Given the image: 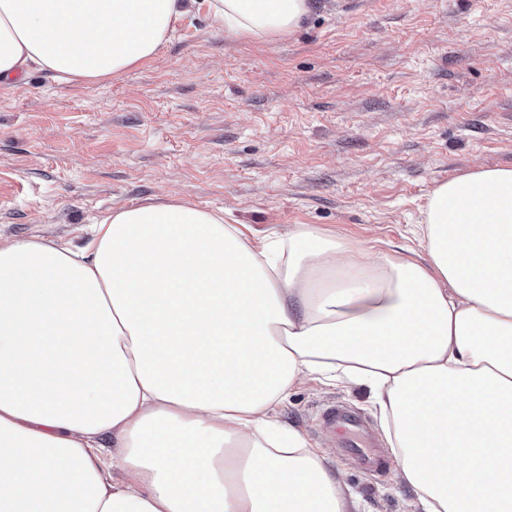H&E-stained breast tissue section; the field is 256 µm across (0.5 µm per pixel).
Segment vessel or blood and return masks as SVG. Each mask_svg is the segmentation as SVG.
Segmentation results:
<instances>
[{
    "label": "vessel or blood",
    "mask_w": 512,
    "mask_h": 512,
    "mask_svg": "<svg viewBox=\"0 0 512 512\" xmlns=\"http://www.w3.org/2000/svg\"><path fill=\"white\" fill-rule=\"evenodd\" d=\"M322 417L342 452L359 456L370 472L384 469L385 461L376 449L374 432L361 414L338 402L328 406Z\"/></svg>",
    "instance_id": "1"
}]
</instances>
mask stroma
Segmentation results:
<instances>
[{"mask_svg": "<svg viewBox=\"0 0 512 512\" xmlns=\"http://www.w3.org/2000/svg\"><path fill=\"white\" fill-rule=\"evenodd\" d=\"M512 166V0H312L302 28L236 38L185 18L152 59L97 82L43 70L0 87V242L83 247L113 208L178 197L253 236L310 224L345 244L423 260L430 191ZM360 387L311 382L280 410L325 442ZM362 512L412 491L335 457Z\"/></svg>", "mask_w": 512, "mask_h": 512, "instance_id": "stroma-1", "label": "stroma"}]
</instances>
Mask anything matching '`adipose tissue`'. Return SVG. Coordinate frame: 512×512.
Here are the masks:
<instances>
[{
	"label": "adipose tissue",
	"instance_id": "1",
	"mask_svg": "<svg viewBox=\"0 0 512 512\" xmlns=\"http://www.w3.org/2000/svg\"><path fill=\"white\" fill-rule=\"evenodd\" d=\"M202 8L259 40L311 11L0 0V80L122 73ZM421 245L422 264L309 224L253 241L175 198L112 209L78 250L0 244V512H359L279 418L310 381L368 389L420 512H512V167L436 185Z\"/></svg>",
	"mask_w": 512,
	"mask_h": 512
}]
</instances>
